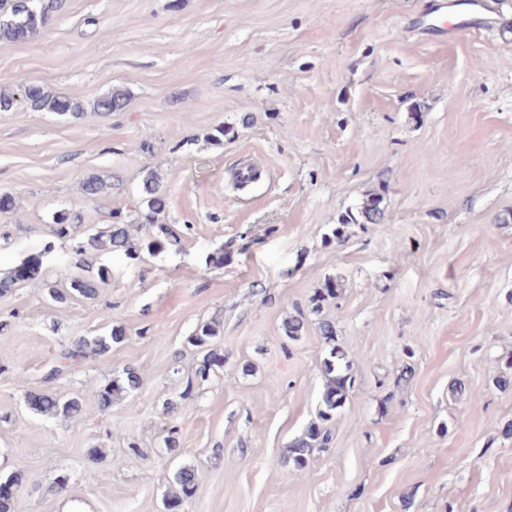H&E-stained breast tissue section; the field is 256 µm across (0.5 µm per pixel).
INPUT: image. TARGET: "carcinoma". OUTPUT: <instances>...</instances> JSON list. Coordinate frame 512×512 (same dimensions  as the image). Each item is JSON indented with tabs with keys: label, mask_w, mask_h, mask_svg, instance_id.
I'll return each instance as SVG.
<instances>
[{
	"label": "carcinoma",
	"mask_w": 512,
	"mask_h": 512,
	"mask_svg": "<svg viewBox=\"0 0 512 512\" xmlns=\"http://www.w3.org/2000/svg\"><path fill=\"white\" fill-rule=\"evenodd\" d=\"M65 0H0V40L18 42L26 41L37 35L63 9ZM23 100L34 111L54 112L60 116L77 117L81 115L82 106L66 95H53L35 83H28L23 89ZM128 105V94L121 89L97 99L94 109L103 116L120 112ZM112 183L98 174L88 176L82 182L83 196L96 200L108 193ZM384 194L372 193L362 203L358 214L347 215L342 224H383L386 210L383 205ZM166 195L161 176L154 170L147 172L142 179L136 198V212L145 221L153 225V237L145 240L148 251L153 252L167 247L176 252L182 247L181 235L167 224L154 223L155 217L164 211ZM113 222L105 230L89 236L83 241L74 237L75 223L70 214L60 212L54 214L50 224L52 241L48 242L44 252L52 253L55 242L69 244L74 255L76 268L86 266L87 254L98 258L101 256L122 253L129 258L136 257V249L132 246L131 232L133 225L124 222L119 213L112 214ZM40 265V257L30 256L6 274L0 276V296L10 293L14 288L31 276L30 270ZM111 275L110 268L101 264L97 277L90 278L80 273L72 275L68 286L61 291L53 286L48 293L51 299L63 304L72 297L94 299L98 295V283L105 282ZM318 330L324 342L330 346L327 357L323 360L322 373L325 378L321 397L318 421L311 423L307 429L295 438L288 448V461L297 470L307 467L315 449L325 447L331 440V429L328 427L336 411L346 402L354 387L352 364L345 353L335 345V327L332 321L321 319ZM220 323L213 320L205 322L195 329L187 342L200 355L195 375L202 381L210 376L218 375L224 368V356L217 354L215 343L219 338ZM124 339L123 330L113 329L107 335L80 336L73 339L58 354L55 364L47 371L45 378L51 380L60 375L69 364L87 355L102 357L112 351V345ZM138 373L127 367L122 375L109 380L97 391L101 407L112 409L113 403L124 394L138 388ZM27 402L32 410L40 415L52 418H73L82 411V403L77 397L63 399L47 390L27 392ZM22 483V476L15 473L0 475V512H14V496L11 489ZM174 491L164 499V506L181 505L192 499L198 489L196 474L193 468L182 466L173 475Z\"/></svg>",
	"instance_id": "carcinoma-1"
}]
</instances>
